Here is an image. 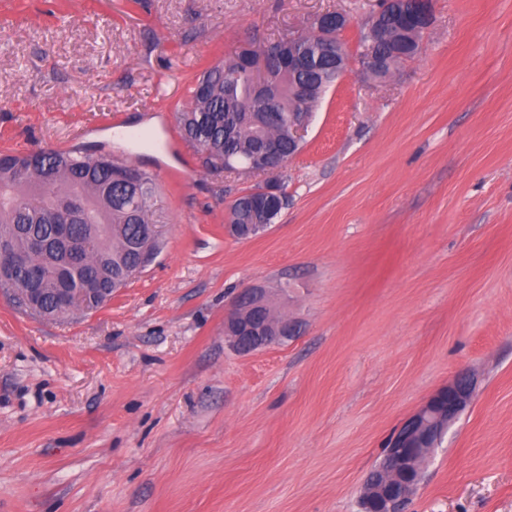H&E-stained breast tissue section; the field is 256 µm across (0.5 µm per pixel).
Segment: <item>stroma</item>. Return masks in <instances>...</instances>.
Masks as SVG:
<instances>
[{
	"label": "stroma",
	"instance_id": "1",
	"mask_svg": "<svg viewBox=\"0 0 512 512\" xmlns=\"http://www.w3.org/2000/svg\"><path fill=\"white\" fill-rule=\"evenodd\" d=\"M378 0H0V151L156 176L163 249L107 305L0 290V512H360L390 436L460 371L476 393L406 512H512V0H433L418 54L362 71ZM344 13L348 66L249 241L176 112L200 72ZM303 334L224 342L248 286Z\"/></svg>",
	"mask_w": 512,
	"mask_h": 512
}]
</instances>
